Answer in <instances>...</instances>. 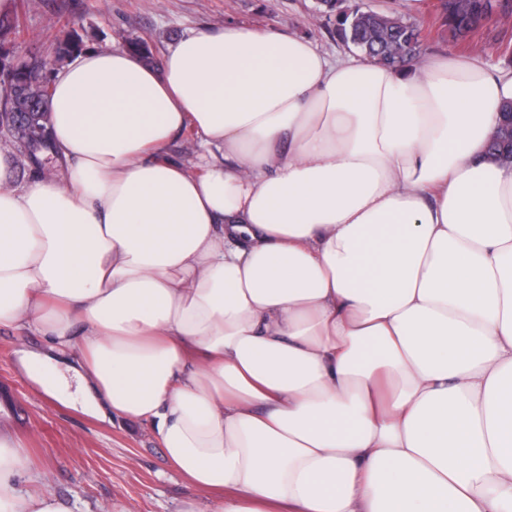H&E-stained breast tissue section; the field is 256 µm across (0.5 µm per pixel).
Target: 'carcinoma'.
I'll use <instances>...</instances> for the list:
<instances>
[{"label": "carcinoma", "instance_id": "cac0c4a2", "mask_svg": "<svg viewBox=\"0 0 512 512\" xmlns=\"http://www.w3.org/2000/svg\"><path fill=\"white\" fill-rule=\"evenodd\" d=\"M350 12L333 23L336 38L356 48L364 57L390 68L417 63L423 45V29L382 12L364 9L358 4H347ZM437 23L448 30L457 44H466L478 30L488 23H500L512 18V0H439L435 15ZM60 35L51 45V54L59 60L78 53L84 47L80 34L69 29V23L59 28ZM27 29L18 9L0 13V56L13 54L12 48L25 41ZM48 58L33 55L13 68L0 66V106L6 108L17 102L27 116L19 122L11 145L31 171L53 161L48 152L54 149L52 130L46 114L49 96L32 106L19 95L10 93L23 85L33 74L48 70ZM490 154L502 159L512 155V139L495 136L488 145Z\"/></svg>", "mask_w": 512, "mask_h": 512}]
</instances>
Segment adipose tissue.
Here are the masks:
<instances>
[{
	"instance_id": "adipose-tissue-1",
	"label": "adipose tissue",
	"mask_w": 512,
	"mask_h": 512,
	"mask_svg": "<svg viewBox=\"0 0 512 512\" xmlns=\"http://www.w3.org/2000/svg\"><path fill=\"white\" fill-rule=\"evenodd\" d=\"M510 102L477 52L392 69L233 24L157 68L85 49L61 166L20 186L0 149V329L215 512H512ZM0 512H71L5 432Z\"/></svg>"
}]
</instances>
